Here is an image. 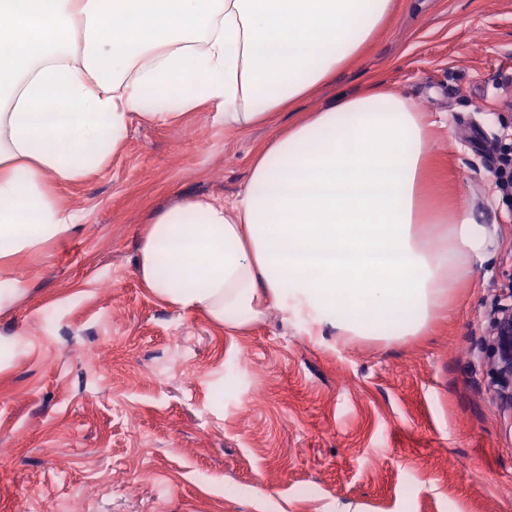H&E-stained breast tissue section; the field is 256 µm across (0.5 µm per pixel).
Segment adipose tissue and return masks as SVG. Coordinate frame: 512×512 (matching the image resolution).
I'll use <instances>...</instances> for the list:
<instances>
[{
  "label": "adipose tissue",
  "instance_id": "ef3b65f1",
  "mask_svg": "<svg viewBox=\"0 0 512 512\" xmlns=\"http://www.w3.org/2000/svg\"><path fill=\"white\" fill-rule=\"evenodd\" d=\"M394 0H0V312L20 255L77 221L53 185L103 168L131 114L215 108L246 131L332 82ZM428 123L374 80L307 113L253 156L229 204L175 203L148 223L137 272L159 301L239 332L277 309L309 339L421 335L490 269L496 225L431 210Z\"/></svg>",
  "mask_w": 512,
  "mask_h": 512
}]
</instances>
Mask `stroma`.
I'll return each instance as SVG.
<instances>
[{
    "label": "stroma",
    "instance_id": "35a3bbf8",
    "mask_svg": "<svg viewBox=\"0 0 512 512\" xmlns=\"http://www.w3.org/2000/svg\"><path fill=\"white\" fill-rule=\"evenodd\" d=\"M378 78L433 121L439 208L497 225L488 273L403 342L312 343L277 313L228 335L157 301L135 256L176 202H231L271 127L214 108L132 118L121 150L59 186L75 226L19 256L0 314L26 354L0 372V512H512V415L493 398L491 309L512 283V0H396L309 112Z\"/></svg>",
    "mask_w": 512,
    "mask_h": 512
}]
</instances>
